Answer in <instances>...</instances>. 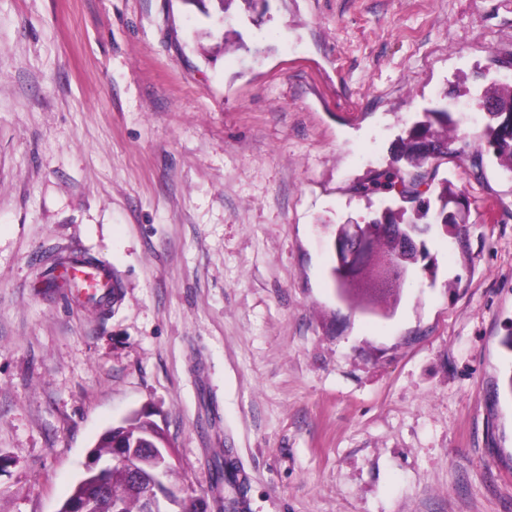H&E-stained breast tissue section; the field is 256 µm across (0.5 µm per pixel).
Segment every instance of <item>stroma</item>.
Instances as JSON below:
<instances>
[{"label": "stroma", "instance_id": "obj_1", "mask_svg": "<svg viewBox=\"0 0 512 512\" xmlns=\"http://www.w3.org/2000/svg\"><path fill=\"white\" fill-rule=\"evenodd\" d=\"M485 69L512 80V0H0V512H58L135 411L207 512L228 453L243 512H512V173L440 160L466 234L380 316L321 232Z\"/></svg>", "mask_w": 512, "mask_h": 512}]
</instances>
